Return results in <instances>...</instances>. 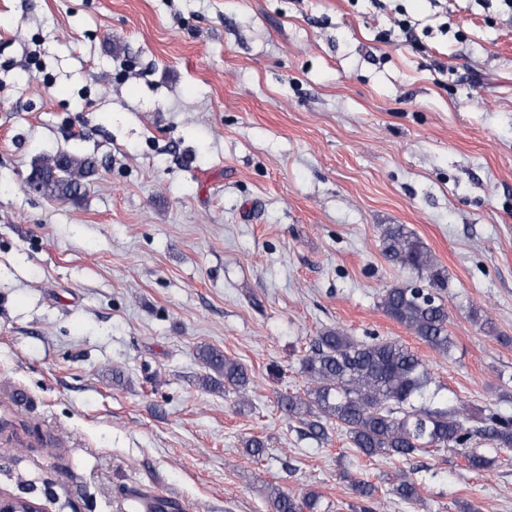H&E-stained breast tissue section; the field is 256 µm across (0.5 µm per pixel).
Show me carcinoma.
Here are the masks:
<instances>
[{"mask_svg": "<svg viewBox=\"0 0 512 512\" xmlns=\"http://www.w3.org/2000/svg\"><path fill=\"white\" fill-rule=\"evenodd\" d=\"M96 160L86 154L58 153L35 161L30 174L39 179V191L59 200L76 202L84 181L96 171ZM380 238L386 259L417 271L428 286L396 285L383 290L379 306L387 316L443 356L453 340L448 334V306L443 292L448 281L430 251L403 224H387ZM216 376L203 384L211 391L241 392L249 385L246 369L214 348L200 353ZM308 386L301 394H281L278 403L288 419L307 427L323 440L336 426L359 453L368 457L410 459L429 448H467L480 434L495 448H512V416L493 408L461 411L448 404L421 403L433 374L406 345L393 340H358L338 328L318 334L301 359ZM355 512H373L376 488L364 480L354 482ZM404 502L420 500L419 483L402 472L391 484ZM272 512H318L319 495L301 498L272 488Z\"/></svg>", "mask_w": 512, "mask_h": 512, "instance_id": "cac0c4a2", "label": "carcinoma"}]
</instances>
